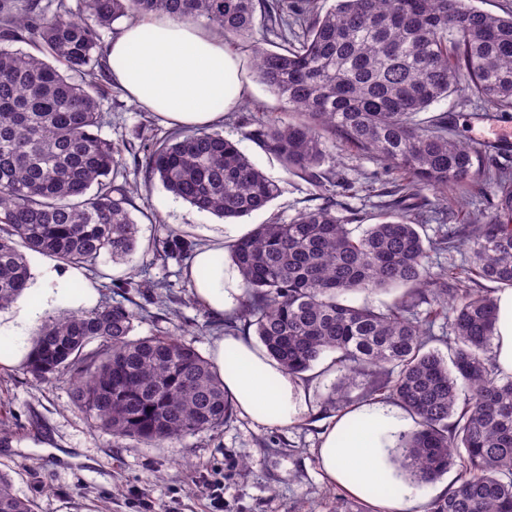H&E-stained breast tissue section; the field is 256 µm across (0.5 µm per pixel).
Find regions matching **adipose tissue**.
<instances>
[{"label": "adipose tissue", "instance_id": "1", "mask_svg": "<svg viewBox=\"0 0 512 512\" xmlns=\"http://www.w3.org/2000/svg\"><path fill=\"white\" fill-rule=\"evenodd\" d=\"M107 64L129 100L174 127L219 126L246 94L237 57L201 21L151 15L129 22L109 45ZM234 233L230 224L209 231L187 273L195 298L218 317L235 312L242 294L238 269L224 262ZM98 297L83 270L45 265L16 312L0 317V369L25 361L30 353L26 334L44 316L70 306L92 308ZM493 358L500 375L512 376V289L497 302ZM210 360L241 416L255 424L288 428L310 408L304 382L245 337L230 333L215 339ZM412 423L391 403L349 407L323 435V471L375 512H415L419 500L413 488L389 461L390 448Z\"/></svg>", "mask_w": 512, "mask_h": 512}]
</instances>
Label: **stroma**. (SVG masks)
<instances>
[{
    "label": "stroma",
    "mask_w": 512,
    "mask_h": 512,
    "mask_svg": "<svg viewBox=\"0 0 512 512\" xmlns=\"http://www.w3.org/2000/svg\"><path fill=\"white\" fill-rule=\"evenodd\" d=\"M239 57L246 98L225 118L222 132L239 141L241 150L267 175L283 177L276 158L246 139L245 122L253 118L254 107L282 118L285 106L257 81L249 51L241 50ZM103 84L109 92L104 137L119 143L168 134V125L127 100L111 79ZM430 111L454 113L455 136L462 142L477 148L510 146L498 165L512 171V115L477 108L460 96L440 100ZM325 164L351 183L344 200L358 211L361 224L375 223L383 184L391 178L382 163L336 141L327 145ZM126 178L135 189L132 214L141 221V247L131 261L103 260V273L118 268L128 276L148 265L144 246L163 239L171 229L203 243L206 226L218 221L217 216L174 199L159 181H145L134 162H127ZM494 190L483 176L467 189L432 191L428 197L436 206L452 210L458 223L478 224ZM316 204L312 188L292 178L279 197L241 222L249 229L269 220L287 221ZM150 267L151 276L171 284L179 301L163 306L135 296L144 314L136 335L147 336L160 328L208 354L220 331L210 326L209 312L195 300L184 265L171 260ZM303 378L311 388L310 410L295 426L262 427L236 413L219 431L190 436L172 446H149L135 439L116 444L95 428L74 406L67 376L38 384L23 367L1 369L0 420L9 424L12 434L0 441V469L12 476L19 496L34 500L37 512H215L204 490L205 480L214 478L224 481V512H371L366 503L331 483L319 463L322 435L337 415L324 404L335 372L318 363Z\"/></svg>",
    "instance_id": "obj_1"
}]
</instances>
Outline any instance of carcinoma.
<instances>
[{"mask_svg": "<svg viewBox=\"0 0 512 512\" xmlns=\"http://www.w3.org/2000/svg\"><path fill=\"white\" fill-rule=\"evenodd\" d=\"M151 14L203 19L224 41L248 43L255 77L288 105V120L258 118L248 136L323 200L287 222L256 225L231 247L243 294L224 331L255 327L297 376L333 353L327 404L339 413L361 381L369 400L402 407L416 427L392 457L409 479L424 485L459 470L458 485L428 512H512V377L495 369L497 300L479 289L483 280L512 288V177H499L482 223L457 224L436 242L420 232L432 209L424 191L496 165L455 138L448 113L420 114L458 92L512 112V12L471 0H335L326 10L316 0H0V308L22 296L30 254L103 278L102 256L125 261L136 251L125 151L144 158L147 180L226 221L281 194L280 181L217 131L137 145L101 135L100 29ZM258 15L279 38L274 50L254 39ZM335 137L398 175L380 221L360 236L349 228L358 214L334 192L339 174L323 168ZM195 247L171 230L145 253L151 265L184 262ZM446 248L467 250L466 263L431 273L430 252ZM120 288L158 297L168 284L143 268ZM390 290L399 294L380 307L347 303ZM422 303L451 309L445 356L431 346L433 315H417ZM140 319L122 302L47 315L27 373L38 382L68 374L75 407L117 442L172 444L224 426L233 406L209 359L167 331L136 336ZM0 512H35L1 470Z\"/></svg>", "mask_w": 512, "mask_h": 512, "instance_id": "carcinoma-1", "label": "carcinoma"}]
</instances>
